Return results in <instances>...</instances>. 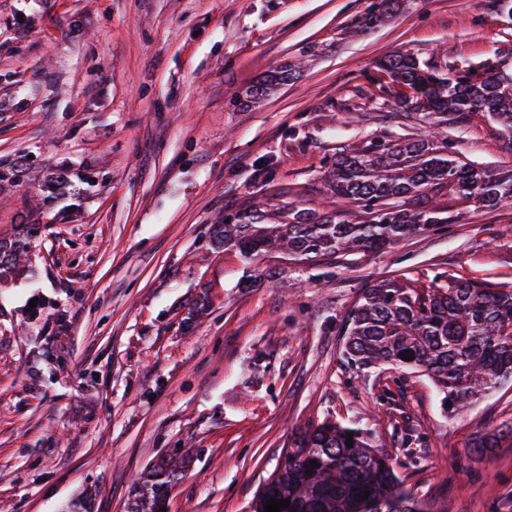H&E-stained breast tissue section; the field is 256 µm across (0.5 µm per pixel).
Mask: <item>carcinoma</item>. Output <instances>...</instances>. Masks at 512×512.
Instances as JSON below:
<instances>
[{"label":"carcinoma","mask_w":512,"mask_h":512,"mask_svg":"<svg viewBox=\"0 0 512 512\" xmlns=\"http://www.w3.org/2000/svg\"><path fill=\"white\" fill-rule=\"evenodd\" d=\"M398 4L381 0L368 21H385ZM377 69L411 90L401 102L407 112H424L438 125L463 123L484 112L512 134L511 72L455 76L404 53L381 59ZM290 80L289 70L278 71L254 85L249 96L261 99ZM323 181L335 208L318 214L282 200L230 212L211 225L212 244L246 258L279 253L310 260L381 249L451 224L454 216L443 197L485 209L512 201V169L470 166L449 156L448 144L433 147L423 139L373 140L348 148L336 155ZM65 184L66 173L57 170L38 187L54 195ZM16 228L17 236L0 237V280L19 271L27 257L32 225ZM439 279V284L414 285L392 277L364 291L346 317L342 355L359 370L387 367L427 375L442 395L444 411L452 414L512 382V288H490L450 274ZM504 437H512L511 425L470 443V455L483 456ZM183 472V460L159 458L128 512H161ZM271 499L290 500L281 512H429L403 486L387 453L362 431L331 420L294 439L252 512H265Z\"/></svg>","instance_id":"cac0c4a2"}]
</instances>
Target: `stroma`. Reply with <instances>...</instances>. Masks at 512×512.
Returning a JSON list of instances; mask_svg holds the SVG:
<instances>
[{
  "label": "stroma",
  "mask_w": 512,
  "mask_h": 512,
  "mask_svg": "<svg viewBox=\"0 0 512 512\" xmlns=\"http://www.w3.org/2000/svg\"><path fill=\"white\" fill-rule=\"evenodd\" d=\"M0 0V234L38 224L0 282V512H126L160 457L189 461L169 512H250L285 448L331 419L367 430L432 512H512V382L449 417L427 376L397 401L419 464L374 402L389 373L357 370L341 330L386 277L440 272L512 288V204L450 201L457 220L372 251L257 260L213 248L224 212L287 192L331 208L323 175L359 143L416 140L428 120L372 85L408 53L447 70L512 64V19L490 0ZM293 79L259 102L274 71ZM454 157L512 168V138L477 112L440 134ZM66 168L67 192L36 178ZM291 72L289 69L282 70L271 74L266 79L261 80L256 85L252 87L249 91V96L258 100L268 95V92L271 91L274 87L285 84L286 82L291 80Z\"/></svg>",
  "instance_id": "stroma-1"
}]
</instances>
